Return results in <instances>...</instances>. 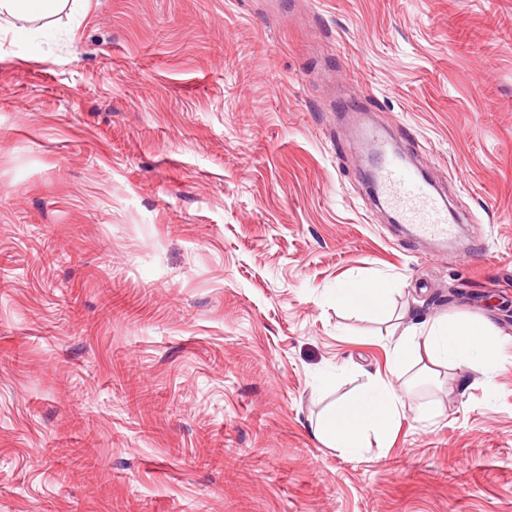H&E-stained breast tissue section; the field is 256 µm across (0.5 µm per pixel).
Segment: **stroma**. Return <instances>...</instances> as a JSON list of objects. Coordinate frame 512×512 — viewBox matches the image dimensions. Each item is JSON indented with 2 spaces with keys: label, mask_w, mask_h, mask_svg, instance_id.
<instances>
[{
  "label": "stroma",
  "mask_w": 512,
  "mask_h": 512,
  "mask_svg": "<svg viewBox=\"0 0 512 512\" xmlns=\"http://www.w3.org/2000/svg\"><path fill=\"white\" fill-rule=\"evenodd\" d=\"M51 25L46 55L0 22V512H512V0H83ZM375 128L455 240L390 223ZM353 278L393 288L386 318L337 306ZM448 315L494 325L491 379L415 366L387 447L315 437L405 320Z\"/></svg>",
  "instance_id": "stroma-1"
}]
</instances>
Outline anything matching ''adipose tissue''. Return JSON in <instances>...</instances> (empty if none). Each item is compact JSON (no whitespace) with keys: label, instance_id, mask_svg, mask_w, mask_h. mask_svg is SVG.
Returning <instances> with one entry per match:
<instances>
[{"label":"adipose tissue","instance_id":"1","mask_svg":"<svg viewBox=\"0 0 512 512\" xmlns=\"http://www.w3.org/2000/svg\"><path fill=\"white\" fill-rule=\"evenodd\" d=\"M72 0H0V19L20 23L46 21L62 12ZM390 289L375 282L350 281L336 290L338 304L384 317ZM501 352L493 325L484 319L449 316L407 327L389 346L386 373L369 378L353 394L332 403L315 423V433L327 446L357 456L370 447H385L405 408L394 387L408 363L429 360L432 365L465 366L492 375Z\"/></svg>","mask_w":512,"mask_h":512}]
</instances>
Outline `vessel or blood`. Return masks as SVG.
<instances>
[{
    "mask_svg": "<svg viewBox=\"0 0 512 512\" xmlns=\"http://www.w3.org/2000/svg\"><path fill=\"white\" fill-rule=\"evenodd\" d=\"M375 192L397 220L410 225L418 237L445 239L453 234L442 197L399 157L385 154Z\"/></svg>",
    "mask_w": 512,
    "mask_h": 512,
    "instance_id": "vessel-or-blood-1",
    "label": "vessel or blood"
}]
</instances>
